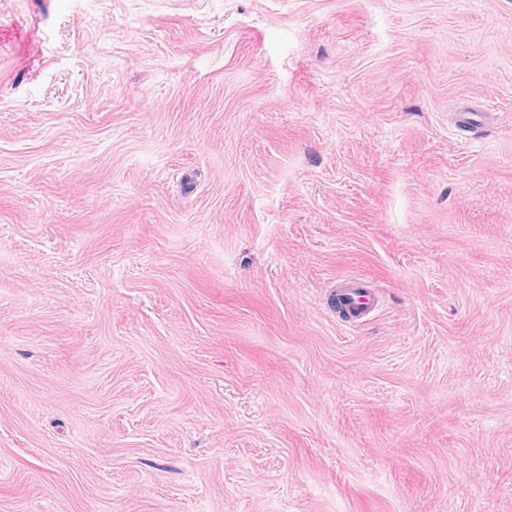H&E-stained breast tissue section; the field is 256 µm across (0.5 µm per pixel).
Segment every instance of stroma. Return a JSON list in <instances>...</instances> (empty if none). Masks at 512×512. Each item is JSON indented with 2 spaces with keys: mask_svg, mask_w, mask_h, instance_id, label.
<instances>
[{
  "mask_svg": "<svg viewBox=\"0 0 512 512\" xmlns=\"http://www.w3.org/2000/svg\"><path fill=\"white\" fill-rule=\"evenodd\" d=\"M0 512H512V0H0ZM356 278H347L342 285V294L350 300L354 306L361 308L363 315L371 312L377 306V299L374 292L366 288Z\"/></svg>",
  "mask_w": 512,
  "mask_h": 512,
  "instance_id": "obj_1",
  "label": "stroma"
}]
</instances>
